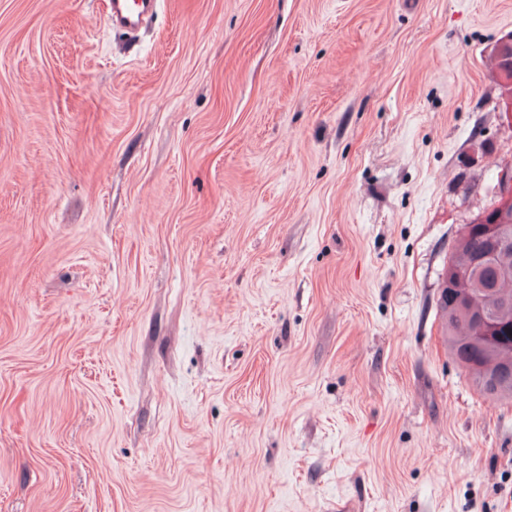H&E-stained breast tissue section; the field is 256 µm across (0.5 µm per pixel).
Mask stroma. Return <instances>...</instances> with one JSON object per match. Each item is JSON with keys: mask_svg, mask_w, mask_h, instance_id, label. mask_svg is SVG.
<instances>
[{"mask_svg": "<svg viewBox=\"0 0 512 512\" xmlns=\"http://www.w3.org/2000/svg\"><path fill=\"white\" fill-rule=\"evenodd\" d=\"M0 0V512H512L441 274L512 164V0ZM107 22L112 29L127 34L141 30L144 24L157 13L160 0H110Z\"/></svg>", "mask_w": 512, "mask_h": 512, "instance_id": "obj_1", "label": "stroma"}]
</instances>
